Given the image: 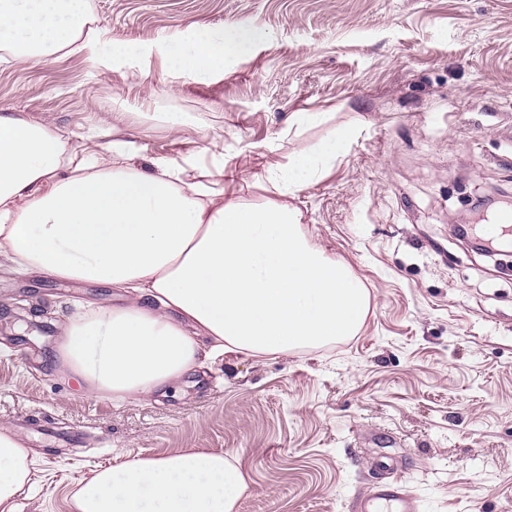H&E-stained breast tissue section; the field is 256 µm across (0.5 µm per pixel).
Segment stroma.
<instances>
[{
	"label": "stroma",
	"instance_id": "obj_1",
	"mask_svg": "<svg viewBox=\"0 0 512 512\" xmlns=\"http://www.w3.org/2000/svg\"><path fill=\"white\" fill-rule=\"evenodd\" d=\"M94 52L36 65L0 50V114L48 124L81 154L135 146L237 171L229 197L339 127L346 153L300 194L302 227L370 293L354 336L284 354L227 353L147 396L88 392L56 363L66 326L125 302L109 284L0 269V317L45 311L46 332L0 334V428L30 450L16 512H76L93 471L190 448L246 476L236 512H354L391 467L422 512H512V271L448 234L512 197V0H88ZM264 32L208 80L167 69L193 27ZM130 46L129 63L112 48ZM319 112L298 128L293 115ZM169 112L189 123L173 128Z\"/></svg>",
	"mask_w": 512,
	"mask_h": 512
}]
</instances>
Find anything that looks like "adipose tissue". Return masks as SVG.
<instances>
[{"label":"adipose tissue","instance_id":"ef3b65f1","mask_svg":"<svg viewBox=\"0 0 512 512\" xmlns=\"http://www.w3.org/2000/svg\"><path fill=\"white\" fill-rule=\"evenodd\" d=\"M87 0H0V48L37 64L91 49ZM259 32L242 22L197 28L165 51L171 70L203 81L245 54ZM338 129L262 178L276 199L225 198L226 162L212 179L177 163L141 170L127 143L64 173L67 147L49 126L0 115V260L45 275L115 285L126 307L100 311L63 336V367L91 392L123 399L228 352L285 353L358 334L367 288L301 228L300 193L347 150ZM30 474L27 450L0 432V512ZM247 484L223 453L189 450L96 471L75 495L78 512H235Z\"/></svg>","mask_w":512,"mask_h":512}]
</instances>
